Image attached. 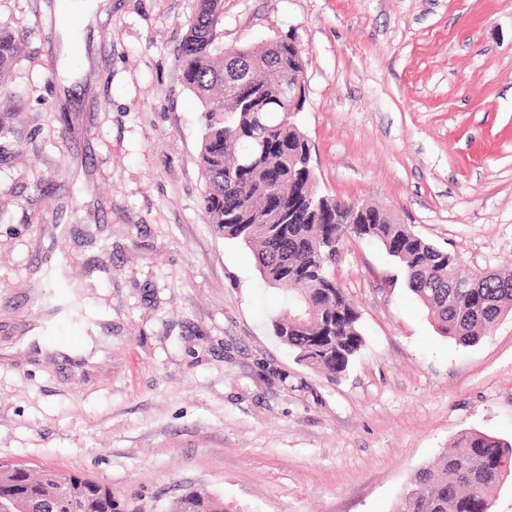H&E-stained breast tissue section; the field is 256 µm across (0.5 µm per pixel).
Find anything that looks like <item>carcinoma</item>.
<instances>
[{"label": "carcinoma", "instance_id": "obj_1", "mask_svg": "<svg viewBox=\"0 0 512 512\" xmlns=\"http://www.w3.org/2000/svg\"><path fill=\"white\" fill-rule=\"evenodd\" d=\"M224 0H198L180 49L182 80L199 100L197 162L205 183L202 206L212 232L237 240L255 256L266 286L283 293L284 310L271 321L273 334L306 367L338 381L365 345L361 314L333 272L347 235L379 243L404 272L407 286L431 311L439 332L469 346L512 312V270L487 273L471 288L454 253L418 236L385 212L372 211L351 226L360 203L320 192L312 145L297 118L288 117L290 77L303 73L293 41L226 48ZM20 36L0 24V106L9 100ZM262 68L258 83L237 84L246 60ZM512 469V443L482 432L462 434L455 448L415 472L411 488L393 512H491L494 492ZM19 467L0 471V486L52 512H70L61 492L78 482L74 472ZM78 512H117L106 485L81 493ZM179 512H226L207 492L187 489Z\"/></svg>", "mask_w": 512, "mask_h": 512}]
</instances>
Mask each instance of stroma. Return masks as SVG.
Wrapping results in <instances>:
<instances>
[{
	"label": "stroma",
	"instance_id": "obj_1",
	"mask_svg": "<svg viewBox=\"0 0 512 512\" xmlns=\"http://www.w3.org/2000/svg\"><path fill=\"white\" fill-rule=\"evenodd\" d=\"M58 0H0L23 39L0 108V462L109 485L121 512L189 488L229 512H392L460 434L512 440V314L464 347L351 240L366 345L338 382L273 334L281 293L202 207L196 0H111L96 74ZM293 39L320 190L381 207L470 270L512 268V0H224V44ZM108 336L101 360L23 348Z\"/></svg>",
	"mask_w": 512,
	"mask_h": 512
}]
</instances>
